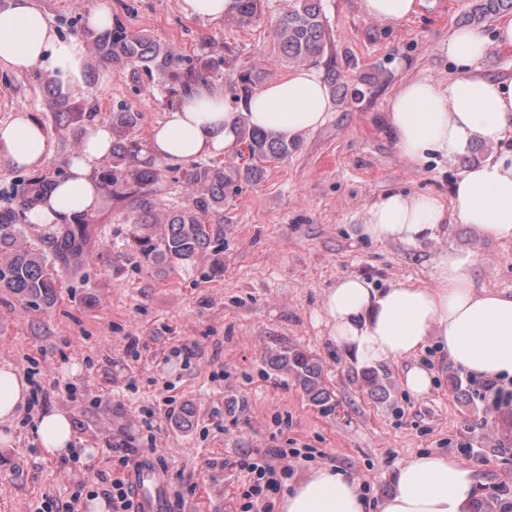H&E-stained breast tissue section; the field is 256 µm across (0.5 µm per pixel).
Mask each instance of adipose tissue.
Instances as JSON below:
<instances>
[{
    "label": "adipose tissue",
    "instance_id": "1",
    "mask_svg": "<svg viewBox=\"0 0 512 512\" xmlns=\"http://www.w3.org/2000/svg\"><path fill=\"white\" fill-rule=\"evenodd\" d=\"M458 67L448 82L425 77L404 80L388 100V123L400 155L413 167L435 159L467 155L474 145L497 146L512 133V75L486 77L476 64L488 44L477 30L452 31L440 46ZM86 47L75 36L60 37L32 0L0 6V64L23 73L55 72L63 83L80 85ZM333 108L319 72L301 67L265 84L233 112L218 84L199 83L180 105L158 122L141 152L144 161L189 162L233 148L241 127L295 137L323 125ZM112 149L108 126L86 130L80 149L67 159L34 208L30 224L77 221L98 209L104 196L97 174ZM52 150L46 128L31 113L15 112L0 121V158L36 171ZM470 224L486 237L512 241V152H503L462 171L450 199L389 192L366 213L362 233L376 241L416 244L442 224ZM478 253L444 249L433 260L429 287L397 284L372 288L347 275L328 288L322 304L329 335L362 366L392 362L403 367L402 382L415 396L429 393L430 372L415 358L430 339L441 344L456 368L495 381L512 380V294L474 285ZM30 385L10 365L0 366V443L13 438L15 422L27 406ZM32 442L46 457L93 460L96 449L79 445L72 413L52 408L31 424ZM379 512H476L479 491L472 468L432 452L413 456L396 471ZM279 512H367L358 483L332 464L318 467L278 502Z\"/></svg>",
    "mask_w": 512,
    "mask_h": 512
}]
</instances>
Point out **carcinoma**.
<instances>
[{
  "instance_id": "1",
  "label": "carcinoma",
  "mask_w": 512,
  "mask_h": 512,
  "mask_svg": "<svg viewBox=\"0 0 512 512\" xmlns=\"http://www.w3.org/2000/svg\"><path fill=\"white\" fill-rule=\"evenodd\" d=\"M465 22L479 25L501 13L512 11V0H471ZM259 0H236V19L242 24L252 21ZM93 43L98 62L110 65L136 81L142 75L158 72L165 77L168 101L181 97L193 84L209 83L216 78L224 61L209 58L200 64L185 60L171 49L148 36L132 33L119 21L104 29L85 31ZM279 51L291 63L315 60L324 54L328 37L322 19L321 0H293L275 27ZM256 71L239 75L236 84L240 98H248L259 81ZM52 104L60 117L78 123L94 107L69 103L62 94L53 92ZM142 115L119 105L112 110V169L105 179L116 186L126 179V163L138 160L141 141L132 137ZM240 142L248 151V161L241 167L195 162L186 171L185 180L196 188L192 206L171 214L164 231L156 234L153 196L161 179V169L149 162L140 164L131 191L138 215L130 232L129 247L151 263L188 264L217 246V227L206 219L224 206V190L236 182H258L270 166L285 160L299 142L261 129H242ZM27 226L26 209H0V289L12 293L23 308L39 310L56 299L55 267L42 250L20 246L18 240ZM89 238L87 224H66L54 241V251L63 263L82 261ZM272 365L293 375L298 385L320 405L329 406L332 393L323 385L321 371L306 352L285 349Z\"/></svg>"
}]
</instances>
